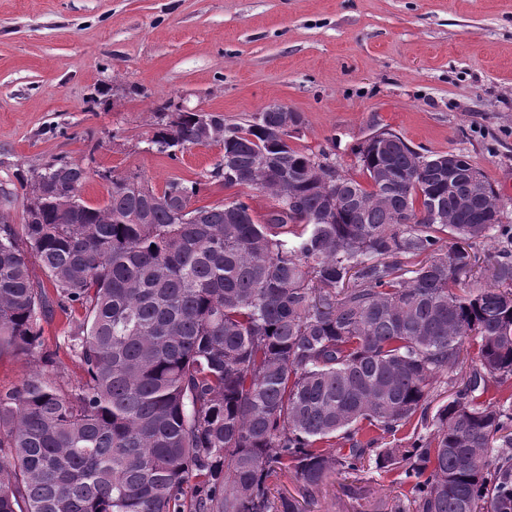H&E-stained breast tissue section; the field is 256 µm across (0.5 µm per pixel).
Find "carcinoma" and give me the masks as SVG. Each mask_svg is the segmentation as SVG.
I'll use <instances>...</instances> for the list:
<instances>
[{"label":"carcinoma","instance_id":"obj_1","mask_svg":"<svg viewBox=\"0 0 512 512\" xmlns=\"http://www.w3.org/2000/svg\"><path fill=\"white\" fill-rule=\"evenodd\" d=\"M302 122L181 112L154 133L171 158L219 145L224 184L294 201L263 223L241 203L189 209L197 181L114 175L94 207L77 163L17 176L28 218L0 225V354L42 347L33 256L82 375L0 391V512H305L371 460L415 512H512V397L476 402L487 377L512 378V225L495 190L464 156L392 132L356 146L364 180L334 175L325 152L282 140ZM445 376L456 390L430 435L356 439L396 436ZM288 470L301 498L272 499Z\"/></svg>","mask_w":512,"mask_h":512}]
</instances>
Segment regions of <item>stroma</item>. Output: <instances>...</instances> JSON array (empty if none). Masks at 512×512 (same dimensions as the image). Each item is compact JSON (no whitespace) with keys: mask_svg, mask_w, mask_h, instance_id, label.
I'll return each instance as SVG.
<instances>
[{"mask_svg":"<svg viewBox=\"0 0 512 512\" xmlns=\"http://www.w3.org/2000/svg\"><path fill=\"white\" fill-rule=\"evenodd\" d=\"M281 103L302 114L291 146L326 150L350 175L372 133L421 153L453 151L479 168L512 225V0H0V187L63 157L94 174L81 198L102 204L103 171L155 189L200 181L196 205L242 197L256 217L274 200L212 178L224 151L175 157L152 143L166 113L203 109L243 125ZM45 322L54 377L82 369ZM364 503L337 474L309 512H382L409 498L397 473L369 471Z\"/></svg>","mask_w":512,"mask_h":512,"instance_id":"1","label":"stroma"}]
</instances>
